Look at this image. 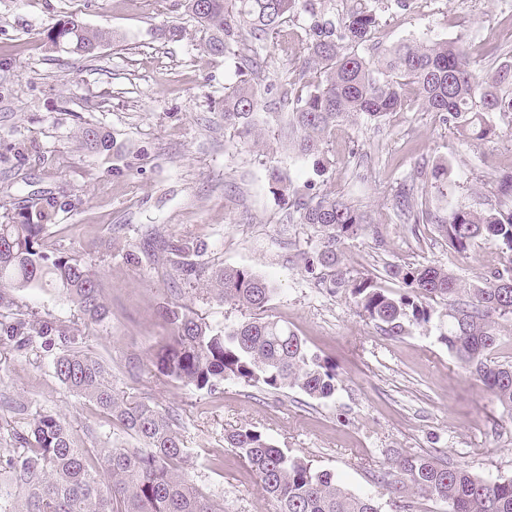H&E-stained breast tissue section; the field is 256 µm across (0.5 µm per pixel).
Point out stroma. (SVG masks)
<instances>
[{
	"instance_id": "35a3bbf8",
	"label": "stroma",
	"mask_w": 512,
	"mask_h": 512,
	"mask_svg": "<svg viewBox=\"0 0 512 512\" xmlns=\"http://www.w3.org/2000/svg\"><path fill=\"white\" fill-rule=\"evenodd\" d=\"M376 9L379 49L460 37L475 69L512 62V0H412L406 10L378 0ZM71 14L111 31V43L88 57L55 49L46 30ZM173 27L180 36H170ZM493 46L499 57L489 56ZM249 47L210 53L184 0H0V217L31 198L66 200L49 241L97 271L109 313L87 325L75 305L37 288L17 292L19 308L100 357L118 390L175 411L190 452L186 473L223 498L224 512H276L224 441L243 426L331 472L349 492L372 495L380 512H442L435 500L403 502L393 492L389 463L400 453L512 478V422L440 341L443 301L433 303L434 325L385 334L360 315L348 290L318 284L306 259L320 249L319 236L269 186L277 167L293 182L314 181L317 192L368 211L370 232L338 247L350 275L399 294L390 266L420 263L450 268L468 284L499 262L496 246L481 241L461 256L435 224L407 221L396 203L408 194L414 210L440 218L452 206L489 207L497 177L512 170V130L468 143L418 106L378 124L356 117L330 137L332 165L318 178L282 131L281 88L297 78L304 55L300 20ZM248 78L257 87L258 130L243 139L224 123V92ZM88 122L111 134L117 154L82 148ZM441 160L453 172L444 196L429 179ZM173 239L205 244L207 269L244 268L273 283L265 314L335 365L331 401L241 380L209 392L157 370L154 357L171 334L165 303L186 305L219 330L248 316L210 291L205 276H185L168 260L157 244ZM130 252L137 262L127 261ZM54 357L38 343L18 353L0 341V394L33 411L65 413L80 438L111 437L112 425L56 378Z\"/></svg>"
}]
</instances>
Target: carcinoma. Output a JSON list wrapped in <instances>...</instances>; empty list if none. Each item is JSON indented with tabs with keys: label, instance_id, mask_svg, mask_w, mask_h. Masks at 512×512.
<instances>
[{
	"label": "carcinoma",
	"instance_id": "obj_1",
	"mask_svg": "<svg viewBox=\"0 0 512 512\" xmlns=\"http://www.w3.org/2000/svg\"><path fill=\"white\" fill-rule=\"evenodd\" d=\"M214 54H234L245 36L261 41L291 19L307 14L304 56L307 79L283 89L289 104L288 128L296 155L312 162L323 175L331 160L324 144L336 125L353 116L379 123L392 112L420 105L439 114L465 138L499 136L493 116H512V62L477 75L461 39L406 42L366 57L359 49L370 43L378 25L369 0L330 16L314 0H185ZM73 15L47 29L51 44L87 55L85 47L112 32L78 27ZM257 90L242 79L224 93V123L243 136L257 126ZM84 148L99 155L116 151V142L95 126L81 131ZM451 166L431 168L432 187L448 192ZM273 193L294 198L299 223L313 226L321 249L308 270L322 268L330 288H347L359 312L389 336L405 331V323L426 327L432 322L430 302L448 305V323L439 338L463 368L476 376L512 420V361L492 357L502 328L512 323V173L501 177L494 205L488 209L456 207L436 225L459 253L481 240L495 243L505 261L476 282L464 286L453 270L438 265H393L390 276L405 292L395 297L373 280L354 277L340 267L337 246L364 234L368 214L341 198L313 192L314 184L296 186L283 171L269 173ZM67 202L55 196L25 206L0 222V335L16 350L41 339L57 349L54 374L65 387L94 406L119 431L138 442L104 441L90 446L76 437L65 417L38 412L12 434L17 451L0 456V512H224V503L196 487L184 473L190 453L175 414L149 402L121 395L105 364L52 322L21 310L15 293L29 288L55 291L96 324L106 315L98 276L86 263L59 256L46 244L48 226ZM161 250L187 275L203 270L205 245L187 240L162 243ZM218 295L250 311L251 317L220 332L193 311L176 304L163 307L171 325L167 345L157 354L166 376L216 391L235 378L261 383L272 391L297 389L311 398L330 400L336 392L332 364L309 351L306 342L264 315L274 288L261 275L241 268L212 272ZM257 477L277 512H380L369 495L345 490L326 471L289 454L262 432L241 427L225 437ZM394 485L406 496L419 494L440 502L445 512H512V479L490 480L462 467H450L429 455L401 454L390 464Z\"/></svg>",
	"mask_w": 512,
	"mask_h": 512
}]
</instances>
